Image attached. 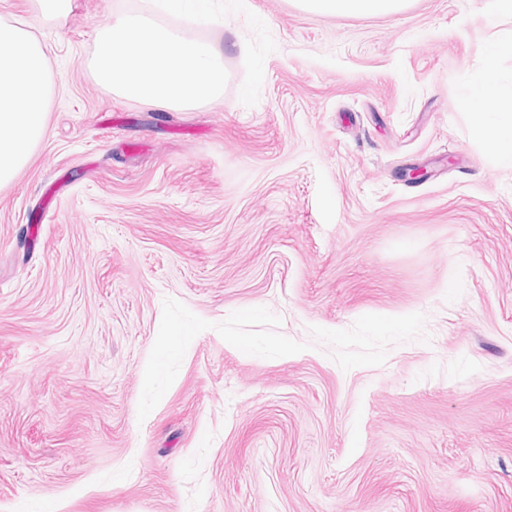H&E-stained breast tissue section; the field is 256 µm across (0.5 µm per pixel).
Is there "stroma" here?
I'll use <instances>...</instances> for the list:
<instances>
[{
  "mask_svg": "<svg viewBox=\"0 0 512 512\" xmlns=\"http://www.w3.org/2000/svg\"><path fill=\"white\" fill-rule=\"evenodd\" d=\"M492 2L0 0L52 80L0 187V512H512V168L463 105ZM127 14L221 46L223 96L97 84ZM76 0H32L39 13L48 20L61 21L74 9ZM157 6L168 14L193 16L201 21L209 19V0H159ZM406 0H299L308 10L322 14L370 15L399 10Z\"/></svg>",
  "mask_w": 512,
  "mask_h": 512,
  "instance_id": "1",
  "label": "stroma"
}]
</instances>
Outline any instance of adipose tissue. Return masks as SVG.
I'll list each match as a JSON object with an SVG mask.
<instances>
[{
  "label": "adipose tissue",
  "instance_id": "1",
  "mask_svg": "<svg viewBox=\"0 0 512 512\" xmlns=\"http://www.w3.org/2000/svg\"><path fill=\"white\" fill-rule=\"evenodd\" d=\"M322 14L370 15L399 10L404 0H301ZM95 81L158 109H190L224 91L223 52L142 15L100 24L94 35ZM51 78L41 42L0 21V186L26 165L42 136ZM477 134L499 163L512 166V88L495 73L465 99Z\"/></svg>",
  "mask_w": 512,
  "mask_h": 512
}]
</instances>
